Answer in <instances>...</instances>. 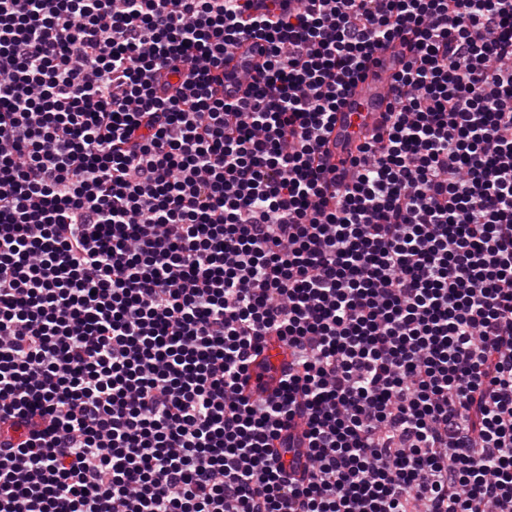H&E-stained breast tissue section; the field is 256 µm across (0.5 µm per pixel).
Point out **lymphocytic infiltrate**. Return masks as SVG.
Here are the masks:
<instances>
[{
    "label": "lymphocytic infiltrate",
    "mask_w": 512,
    "mask_h": 512,
    "mask_svg": "<svg viewBox=\"0 0 512 512\" xmlns=\"http://www.w3.org/2000/svg\"><path fill=\"white\" fill-rule=\"evenodd\" d=\"M249 8L0 0V512H512V0ZM402 56L397 48H388L376 55L362 80L352 88L345 104L336 113V124L328 136L326 148L330 163L340 174L354 156L362 133L377 126L392 100L394 73ZM243 50L235 52L233 59L224 65V98L233 101L243 97L244 86L242 79H232L233 74L239 76V69L242 62Z\"/></svg>",
    "instance_id": "obj_1"
}]
</instances>
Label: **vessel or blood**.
Returning <instances> with one entry per match:
<instances>
[{
    "instance_id": "obj_1",
    "label": "vessel or blood",
    "mask_w": 512,
    "mask_h": 512,
    "mask_svg": "<svg viewBox=\"0 0 512 512\" xmlns=\"http://www.w3.org/2000/svg\"><path fill=\"white\" fill-rule=\"evenodd\" d=\"M242 58V52H235L233 59L224 67L226 100L233 101L243 95L244 87L235 78ZM376 59V64L370 65L364 78L349 92L328 136L326 148L329 160L337 169L348 167L362 133L380 123L383 112H386L392 100L390 91L401 54L398 49L391 47L378 53Z\"/></svg>"
}]
</instances>
